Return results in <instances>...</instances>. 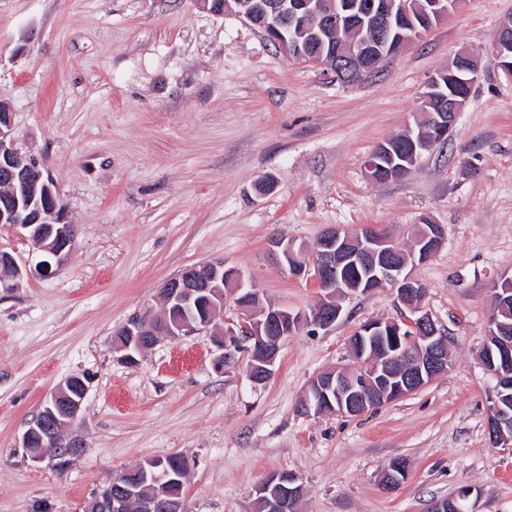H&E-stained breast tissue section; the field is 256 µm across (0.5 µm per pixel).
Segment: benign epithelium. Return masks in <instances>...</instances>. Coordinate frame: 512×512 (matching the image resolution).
<instances>
[{"label": "benign epithelium", "instance_id": "1", "mask_svg": "<svg viewBox=\"0 0 512 512\" xmlns=\"http://www.w3.org/2000/svg\"><path fill=\"white\" fill-rule=\"evenodd\" d=\"M197 6L216 16L236 13L259 28L291 61L318 67L326 78L338 81L346 76L363 78L379 72L384 61L404 49L415 36L394 31L396 22L410 15L411 0H381L359 7L352 0L336 11L329 0H265L245 12L234 11L231 0H195ZM461 0H427L418 8L423 35L456 9ZM311 31L322 40L330 36L329 52H310L284 31ZM512 49V16L503 18L497 28L488 58L507 77L512 78V62L506 53ZM482 60L466 50L457 52L443 72L444 86L432 76L422 100H436L437 111L427 112L426 123L405 132L406 140L380 143L366 161L373 181L401 180L418 167L423 156L444 147L458 116L470 100L473 87L481 77ZM35 159L15 146L10 106L0 101V180L20 186L0 207V224L22 230L42 252L44 259L35 268L21 265L8 251L0 250V288L14 290L30 274L52 275L65 261L75 242V226L67 221L65 205L52 181L40 177V188L23 181L34 170ZM408 251L401 250L387 230L362 225L355 230L327 227L310 248L290 239L275 236L269 251L288 267L291 275L303 277L318 288L320 302L309 313L293 314L270 304L259 310L257 289L237 269L222 261L205 262L189 268L162 286L164 313L145 314L118 329L121 339L114 341L120 360L137 362L148 349L163 339L190 333L212 336L218 349L216 368L228 373L247 360L250 378L262 384L271 376L279 357L281 342L303 327L326 330L342 314L338 299L349 294H367L390 287L408 309L398 319L369 321L355 332L356 339L375 336L381 340L380 357L355 359L350 368L318 374L309 383L299 405L304 415L336 412L356 417L365 412L410 395L445 374L451 364L447 339L432 317L421 307L423 285L413 277L412 268L429 262L446 239L443 225L426 219L417 225ZM232 286L239 314L237 318L216 322V313L224 309V287ZM207 303L209 315L203 319L191 315L193 304ZM498 325L497 349L500 366L491 368L497 384L509 375L512 363V332L492 315L489 325ZM87 394L86 379L66 377L46 399L35 419L23 431L20 447L34 462H48L62 469L80 456L86 444L65 429L81 414ZM490 442L512 446V412L492 400L488 426ZM170 469L166 459L152 458L133 470H125L96 491L86 506L88 512H130L138 491L149 485L152 494L141 500L142 512H182V500H171L167 490ZM299 478L288 472L268 477L257 488L259 512H288L289 502L303 495ZM436 500L426 512H466L469 495Z\"/></svg>", "mask_w": 512, "mask_h": 512}]
</instances>
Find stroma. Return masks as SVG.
<instances>
[{
  "label": "stroma",
  "mask_w": 512,
  "mask_h": 512,
  "mask_svg": "<svg viewBox=\"0 0 512 512\" xmlns=\"http://www.w3.org/2000/svg\"><path fill=\"white\" fill-rule=\"evenodd\" d=\"M512 0H462L383 70L349 85L289 61L261 31L193 0H0V99L17 147L53 181L76 244L49 277L0 290V512H82L112 477L178 454L184 512H257L270 475H298L300 512H425L471 488L470 512H512V447H491L495 382L478 353L494 287L512 275V79L493 65L447 145L405 179L373 182L372 151L413 125L429 78L457 51L486 57ZM444 247L412 274L452 363L421 390L358 417L306 416L317 374L351 363L349 340L399 318L394 290L354 294L330 329L286 337L270 378L215 368L211 336L165 339L137 363L112 335L160 312L162 285L221 260L261 302L319 301L267 247L329 226L385 228L408 245L422 217ZM88 384L70 428L86 451L64 469L18 438L67 376ZM409 464L395 491L380 478Z\"/></svg>",
  "instance_id": "stroma-1"
}]
</instances>
